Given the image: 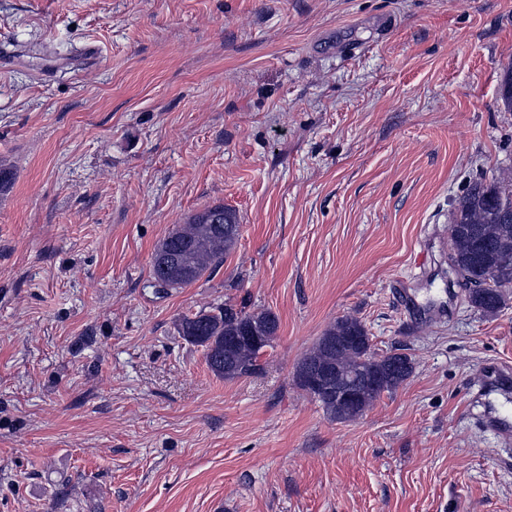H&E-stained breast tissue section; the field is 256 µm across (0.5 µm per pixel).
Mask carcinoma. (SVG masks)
<instances>
[{
  "label": "carcinoma",
  "mask_w": 512,
  "mask_h": 512,
  "mask_svg": "<svg viewBox=\"0 0 512 512\" xmlns=\"http://www.w3.org/2000/svg\"><path fill=\"white\" fill-rule=\"evenodd\" d=\"M500 100L512 111V63L503 69ZM239 221L234 210L216 204L188 216L157 246L152 274L154 287L185 288L213 273L236 243ZM451 240L449 261L460 274L468 301L485 314L494 315L505 303L506 288L512 286V180L494 178L472 183L452 212L448 227ZM253 326L266 337L268 346L279 327L269 310H248L231 301L200 310L178 320L177 332L186 341L204 349L205 362L218 378L234 380L262 371L260 355L246 346L228 347L224 340L242 327ZM327 359L346 380L357 382L368 376L371 392L361 401L343 402L331 395L319 399L330 418L348 421L363 412L383 393L395 390L413 372L405 353L378 354L372 348L365 325L344 316L322 336L300 361L296 380L317 361Z\"/></svg>",
  "instance_id": "1"
}]
</instances>
